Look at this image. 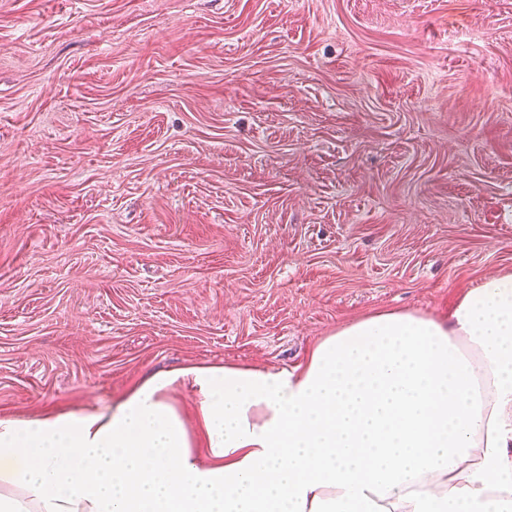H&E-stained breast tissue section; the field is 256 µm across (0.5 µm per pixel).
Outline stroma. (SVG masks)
<instances>
[{"label": "stroma", "instance_id": "1", "mask_svg": "<svg viewBox=\"0 0 512 512\" xmlns=\"http://www.w3.org/2000/svg\"><path fill=\"white\" fill-rule=\"evenodd\" d=\"M507 273L512 0H0V417Z\"/></svg>", "mask_w": 512, "mask_h": 512}]
</instances>
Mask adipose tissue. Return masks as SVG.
<instances>
[{
  "label": "adipose tissue",
  "instance_id": "1",
  "mask_svg": "<svg viewBox=\"0 0 512 512\" xmlns=\"http://www.w3.org/2000/svg\"><path fill=\"white\" fill-rule=\"evenodd\" d=\"M0 512H512V275L444 320L349 323L291 370L188 365L0 418Z\"/></svg>",
  "mask_w": 512,
  "mask_h": 512
}]
</instances>
